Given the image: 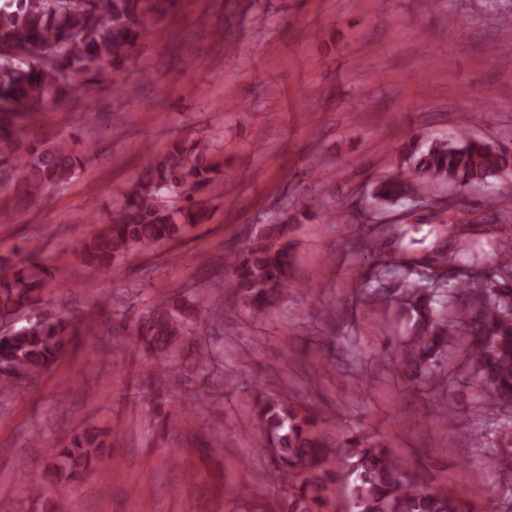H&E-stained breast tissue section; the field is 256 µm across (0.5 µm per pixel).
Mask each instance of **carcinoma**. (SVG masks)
<instances>
[{"mask_svg":"<svg viewBox=\"0 0 512 512\" xmlns=\"http://www.w3.org/2000/svg\"><path fill=\"white\" fill-rule=\"evenodd\" d=\"M166 8L160 0H0V192H19L31 199L61 188L86 163L74 137L30 141L19 133L23 112L37 110L76 92L121 65L146 35L159 39ZM400 172L375 184L373 196L383 202L410 203L422 188L436 182L457 188L487 186L512 172V157L488 141L460 128L449 137H413L394 147ZM224 175V161L202 142L175 140L150 167L132 181L109 220L83 242L78 257L86 267L108 268L146 245L174 241L207 219L194 195ZM448 239L463 241L476 226L446 224ZM510 244L491 258L494 276L482 283L466 276L447 278L456 266L457 250L439 246L419 270L409 263L395 270L397 288L387 294L369 286L370 304L385 299L408 317L398 345L400 366L414 384L435 390L445 378L442 361L462 347L478 375L489 406L501 415L489 432L500 472L512 474V225L485 229ZM290 246L287 225L270 224L244 251L225 259L237 302L264 312L288 295ZM48 267L28 249L19 263L0 262V318L12 320L49 304ZM222 316L210 295L196 294L184 311L160 303L148 318L119 323L138 337L141 350L164 369L176 365L182 339ZM86 317L32 319L0 338V393L34 380L72 351L88 328ZM250 409L261 451L278 458L276 471L284 485L281 500L258 498L260 512H331L333 486L347 483L353 512H489L469 501L430 487L410 474L391 450L358 431L334 444L324 435L320 416L292 398L252 386ZM104 441L89 431L72 430L61 448L47 449L56 469L70 480L95 469Z\"/></svg>","mask_w":512,"mask_h":512,"instance_id":"obj_1","label":"carcinoma"}]
</instances>
